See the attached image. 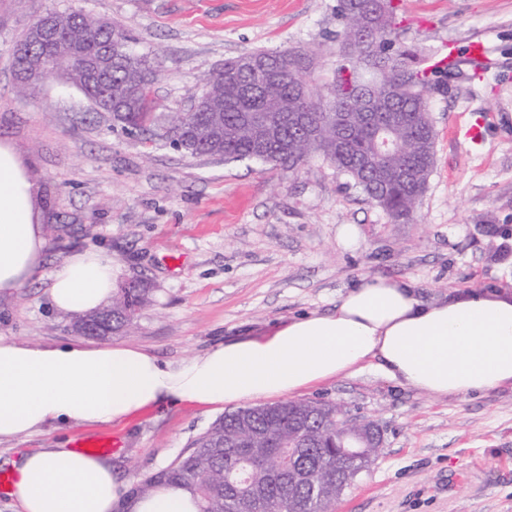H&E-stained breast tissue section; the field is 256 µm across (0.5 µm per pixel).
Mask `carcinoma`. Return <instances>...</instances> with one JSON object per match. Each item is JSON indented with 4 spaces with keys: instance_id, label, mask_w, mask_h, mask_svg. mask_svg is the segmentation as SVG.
<instances>
[{
    "instance_id": "cac0c4a2",
    "label": "carcinoma",
    "mask_w": 512,
    "mask_h": 512,
    "mask_svg": "<svg viewBox=\"0 0 512 512\" xmlns=\"http://www.w3.org/2000/svg\"><path fill=\"white\" fill-rule=\"evenodd\" d=\"M395 0L377 7L372 0H337L336 34L343 63L330 83L331 100L325 102L306 78L312 61L303 50L272 52L257 49L224 61V79L200 76V96L224 106L222 112H157L153 85L155 72L148 57L138 54L122 28L105 23L95 31L84 25L86 13L57 12L62 34L76 51L95 57L113 48L112 68L104 85L85 83L80 91L104 111L103 95L119 97L112 121L153 143L166 125L180 127L183 136L206 156L226 162L244 159L296 169L321 156L351 177L368 199L395 222L414 214L433 169L436 133L430 118L429 93L448 90V75L461 69L449 64L425 71L416 54L397 39ZM378 32L363 41L362 30ZM18 43L25 53L15 58L24 65L27 53L52 57L49 44H34L28 34ZM371 75L361 81L358 71ZM367 92L397 115L393 154L374 158V119L359 100ZM252 112L270 116L272 140L264 142L248 121ZM147 289L121 288L112 303L101 309L104 330L94 326L93 337L105 338L129 330ZM327 402L284 401L241 407L224 414L198 438L191 449L168 468L146 478L137 493L158 484L175 485L199 501V512H332L345 489L378 457L379 450L348 466L336 465V410ZM316 471L322 489H302L294 481L274 479L292 468Z\"/></svg>"
}]
</instances>
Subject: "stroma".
I'll list each match as a JSON object with an SVG mask.
<instances>
[{
    "label": "stroma",
    "instance_id": "1",
    "mask_svg": "<svg viewBox=\"0 0 512 512\" xmlns=\"http://www.w3.org/2000/svg\"><path fill=\"white\" fill-rule=\"evenodd\" d=\"M84 10L128 30L156 56L160 112L187 110L197 79L264 48L313 51L319 82L341 59L336 0H0V143L34 183L33 214L49 248L21 291L0 295V337L75 342L71 316L48 298L49 274L71 255L104 248L116 287L148 290L119 340L180 364L226 336L334 310L365 277L402 278L424 300L453 288L512 291V0H402L398 38L428 60L445 43L492 38L487 67L431 98L435 163L413 217L392 223L352 179L315 157L302 168L225 163L146 143L96 115L81 91L46 79L35 99L14 88L13 47L50 11ZM360 231L356 248L337 238ZM301 399L331 402L384 433L377 459L336 512H512V386L436 398L364 366ZM218 418L181 404L117 425L71 424L0 443V470L17 451L111 436L120 478L165 469Z\"/></svg>",
    "mask_w": 512,
    "mask_h": 512
}]
</instances>
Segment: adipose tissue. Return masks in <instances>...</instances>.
Here are the masks:
<instances>
[{"instance_id": "adipose-tissue-1", "label": "adipose tissue", "mask_w": 512, "mask_h": 512, "mask_svg": "<svg viewBox=\"0 0 512 512\" xmlns=\"http://www.w3.org/2000/svg\"><path fill=\"white\" fill-rule=\"evenodd\" d=\"M33 184L0 145V293L25 288L49 242L31 209ZM115 267L102 251L71 256L49 276L53 307L79 316L109 304ZM372 364L388 381L435 397L512 385V294L452 290L433 302L408 282L377 277L328 313L232 336L179 365L129 344L43 346L0 338V441L70 423H121L150 407L208 411L280 397ZM17 512H115L126 488L112 462L67 448L21 452L11 462ZM132 512H198L173 486L137 496Z\"/></svg>"}]
</instances>
